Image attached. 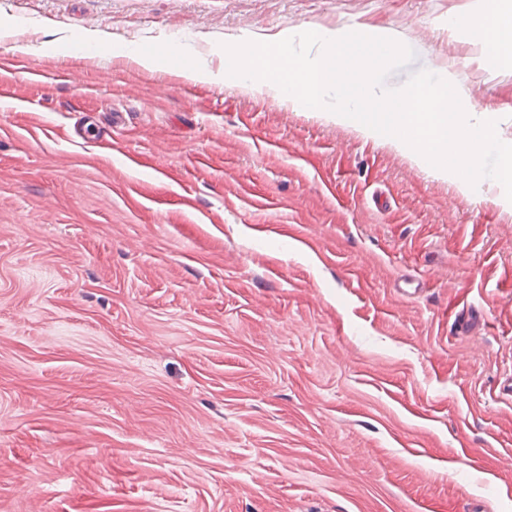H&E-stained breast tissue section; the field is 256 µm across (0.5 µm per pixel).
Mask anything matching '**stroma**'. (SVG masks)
Segmentation results:
<instances>
[{"label": "stroma", "instance_id": "35a3bbf8", "mask_svg": "<svg viewBox=\"0 0 512 512\" xmlns=\"http://www.w3.org/2000/svg\"><path fill=\"white\" fill-rule=\"evenodd\" d=\"M481 8L0 0V512H512L502 187L222 80L227 43L388 34L387 87L449 69L512 139Z\"/></svg>", "mask_w": 512, "mask_h": 512}]
</instances>
